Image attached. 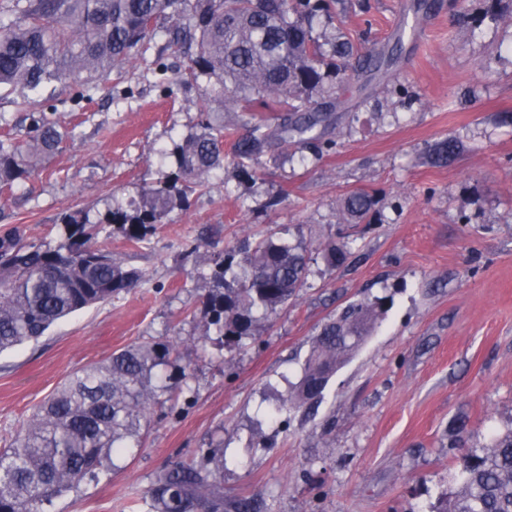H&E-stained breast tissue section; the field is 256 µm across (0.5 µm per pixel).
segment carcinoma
I'll use <instances>...</instances> for the list:
<instances>
[{
  "label": "carcinoma",
  "instance_id": "1",
  "mask_svg": "<svg viewBox=\"0 0 512 512\" xmlns=\"http://www.w3.org/2000/svg\"><path fill=\"white\" fill-rule=\"evenodd\" d=\"M336 0H11L10 23L0 24V87L35 91L42 85L90 83L119 67L135 51H147L163 33L184 55L186 78L203 97L224 86L229 107L241 113L246 136L233 145V164L253 167L272 140L300 143L336 108L325 86L350 80V59L362 71L381 70L377 52L358 54L337 36L325 54L312 19L331 13ZM22 139L0 140V192L31 178L59 149L66 133L35 102ZM258 112H282L276 128ZM175 169L146 189L131 210L114 206L99 222L80 210L61 217L63 241L43 247L18 225L0 233V353L39 339L56 322L85 307L137 287L142 273L97 242L98 224L129 248L154 233L156 224L185 202L186 183L205 184L224 164V116L217 112L174 143ZM374 205L366 191L348 194L346 220L358 222ZM347 245L323 249L326 264L346 259ZM200 274L207 316L196 346L222 345L254 333L302 288L309 276L305 250L287 238H266L242 257L220 252L205 259ZM379 315L377 306L350 303L313 339L300 377L280 409L299 408L323 394L330 378L364 341ZM178 351L174 341L138 343L73 372L33 413L8 448H0V512H46L45 506L111 470L113 459L139 443L159 395L190 379L157 384L158 369ZM454 445L461 481L437 512H512V429L485 448L468 447L464 430ZM211 468L188 466L161 477L143 501L144 512H196L220 499L224 459L204 455Z\"/></svg>",
  "mask_w": 512,
  "mask_h": 512
}]
</instances>
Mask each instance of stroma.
Wrapping results in <instances>:
<instances>
[{"label":"stroma","instance_id":"35a3bbf8","mask_svg":"<svg viewBox=\"0 0 512 512\" xmlns=\"http://www.w3.org/2000/svg\"><path fill=\"white\" fill-rule=\"evenodd\" d=\"M411 2L338 0L314 30L383 49ZM421 2L424 43H404L368 96L339 90L317 148L272 143L248 173L225 162L138 248L101 229L99 242L142 270L141 284L0 355V448L71 373L117 349L176 339L159 374H192L176 402L156 406L138 447L50 512H134L160 477L210 449L224 457L228 505L433 512L455 488L456 422L466 420L475 448L512 427V11ZM165 42L98 78L89 99L56 82L35 93L38 111L71 134L38 175L0 195V230L20 225L54 246L63 214L98 220L164 180L172 165L161 152L215 108L181 85L179 59L157 51ZM446 139L454 153L436 163ZM358 190L376 205L351 224L342 204ZM269 233L302 243L306 285L255 335L195 347L205 258ZM333 241L352 249L330 269L320 250ZM358 301L383 310L366 343L312 407L280 410L314 336Z\"/></svg>","mask_w":512,"mask_h":512}]
</instances>
